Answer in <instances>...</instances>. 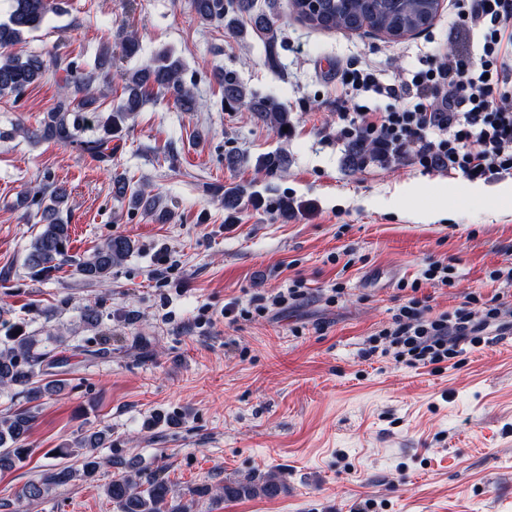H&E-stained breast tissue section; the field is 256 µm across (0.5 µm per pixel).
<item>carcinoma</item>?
<instances>
[{
	"mask_svg": "<svg viewBox=\"0 0 512 512\" xmlns=\"http://www.w3.org/2000/svg\"><path fill=\"white\" fill-rule=\"evenodd\" d=\"M52 2L11 0L8 17L0 22V98L21 97L49 71L43 59L37 56L22 59L6 49L45 24ZM192 7L203 21H224V27L241 41L246 40L248 29L240 25V18L249 16L251 28L267 37L268 60L275 62V23L267 14L254 11V0H192ZM292 7L299 18L314 27L330 31H372L397 39L425 30L436 14L435 0H315L313 6L305 0H292ZM52 68L64 72L57 101L47 117L30 131V136L65 146L76 145L92 155L106 154L112 135L122 129L125 120L139 111L155 91L168 94L186 112L202 107L193 88L182 78V61L162 52L138 69L117 74L122 81L123 99L104 121L103 136L88 139L84 137L83 112L97 103V84L111 74V53L102 51L90 70L63 57L55 58ZM214 78L223 89L226 109L248 107L257 122L279 136L285 135L283 127H293L292 113L276 97L253 93L231 71L217 70ZM396 158L393 149L366 138L353 139L347 145L346 159L353 169L372 161L389 162ZM255 167L267 176L278 175L285 172L286 160L279 153H267L257 159ZM112 191L132 208L141 207L155 214L158 220H167L168 212L160 207L158 197L143 188H132L125 177L117 175L112 179ZM31 202L49 216V221L33 237L25 256V266L37 276L48 278L69 265L84 281L103 283L110 279L112 268L122 264L133 251L131 239L119 236L106 240L86 257H75L70 254L71 225L61 217L68 203L67 189L55 186L48 192L36 190ZM3 327L0 388L15 391L24 398V404L0 410V470L11 469L32 454L28 437L41 401L61 391L56 381L45 378V368L54 362L55 349L64 344L61 336L41 339L18 323H5ZM110 438L106 429H87L72 442L54 449L56 463L39 479L25 483L14 493V501L4 506L40 500L79 477L94 476L105 464L98 449L105 447ZM111 465L120 473L104 486V494L116 512H194L198 499L211 494V488L200 487L190 492V499L178 500L167 480L156 475L144 480L140 470L130 462L113 460ZM286 489L284 481L275 473L247 474L224 482L222 492L213 499L273 498Z\"/></svg>",
	"mask_w": 512,
	"mask_h": 512,
	"instance_id": "cac0c4a2",
	"label": "carcinoma"
}]
</instances>
